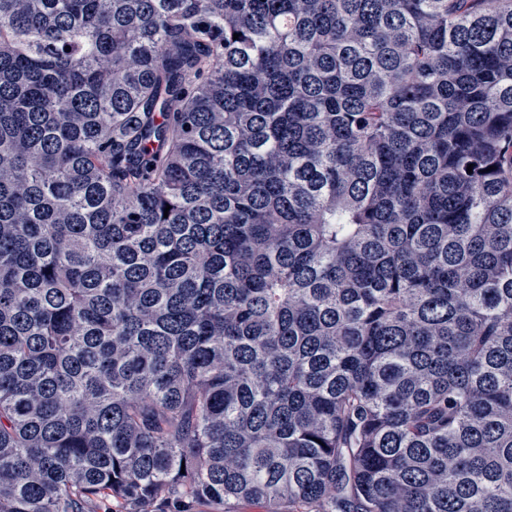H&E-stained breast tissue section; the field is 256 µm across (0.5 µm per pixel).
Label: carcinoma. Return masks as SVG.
<instances>
[{
  "label": "carcinoma",
  "mask_w": 512,
  "mask_h": 512,
  "mask_svg": "<svg viewBox=\"0 0 512 512\" xmlns=\"http://www.w3.org/2000/svg\"><path fill=\"white\" fill-rule=\"evenodd\" d=\"M102 496L512 512V0H0V512Z\"/></svg>",
  "instance_id": "obj_1"
}]
</instances>
